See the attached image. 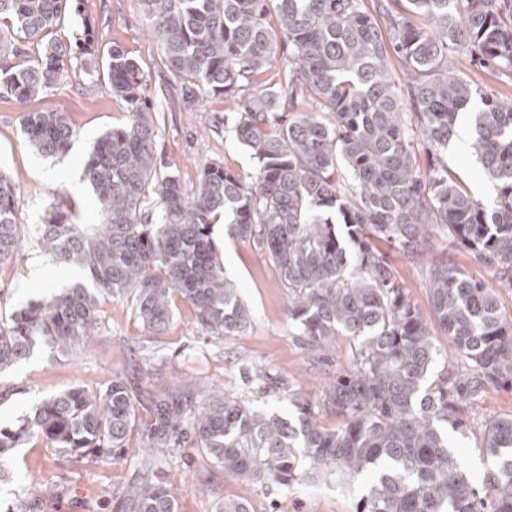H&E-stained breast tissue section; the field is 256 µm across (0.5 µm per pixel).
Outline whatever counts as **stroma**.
I'll return each instance as SVG.
<instances>
[{
    "mask_svg": "<svg viewBox=\"0 0 512 512\" xmlns=\"http://www.w3.org/2000/svg\"><path fill=\"white\" fill-rule=\"evenodd\" d=\"M83 11L103 23L106 39L146 51L147 27L139 0H84ZM153 59L145 94L159 111V157L175 165L189 187L195 185L201 166L214 160L223 161L241 175H249L255 162L236 141L230 127L223 125V101L209 99L197 111H184L179 86L172 82L162 54L154 53ZM35 106L68 112L74 135L67 154L41 157L21 132V109L0 101V170L11 175L18 187V213L23 227L15 260L0 267V306L7 309L41 300L49 295L51 287L69 279L68 268L53 265L37 249L33 232L45 209L53 204L74 207L77 223H99L96 200L81 175L95 140L119 122L123 112L103 81L62 83L36 101ZM215 122L222 125L216 134L209 130ZM471 136L469 120H461L443 159L470 194L489 205L494 199L492 186L480 164L466 153ZM213 238L226 276L235 283L252 312V322L244 332L221 340L203 335L193 323L191 309L181 302L165 334L150 352L144 353L137 344L146 335L127 300H102L101 319L88 346L70 357L39 347L28 360L0 375V386L10 390L0 401V426L12 424L44 397L78 384L95 390L118 377L133 395L151 390L157 384L147 366L151 352L169 362L172 377L193 376L203 384L221 383L225 390L264 413L288 412V399L293 394L316 396L335 382L354 346L351 337L335 335L318 346H307L288 325V291L262 250L230 235L223 224L215 227ZM388 256L405 283L408 298L432 327L440 354L432 377L464 375L468 370L464 358L449 348L439 328L433 325L421 264L396 249L389 250ZM493 415H512V382L485 392L471 403L466 428L452 435L457 452L477 477L496 464L483 449L484 425ZM142 466L135 447L110 463L85 465L55 455L36 440L16 449L13 476L9 482L0 483V512H5L19 496L59 480L66 481L69 491L54 502L51 512H131L124 490L138 478ZM156 473L179 485L178 512H215L216 501L228 498L247 502L252 512H355L367 489L363 478L348 485L320 480L288 492L274 485L262 487L248 478L228 481L202 453L189 447L167 455ZM204 479L212 485V496H202L197 490Z\"/></svg>",
    "mask_w": 512,
    "mask_h": 512,
    "instance_id": "35a3bbf8",
    "label": "stroma"
}]
</instances>
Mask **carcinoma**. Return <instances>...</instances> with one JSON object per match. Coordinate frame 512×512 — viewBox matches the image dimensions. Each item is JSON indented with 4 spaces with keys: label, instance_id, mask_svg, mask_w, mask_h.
<instances>
[{
    "label": "carcinoma",
    "instance_id": "obj_1",
    "mask_svg": "<svg viewBox=\"0 0 512 512\" xmlns=\"http://www.w3.org/2000/svg\"><path fill=\"white\" fill-rule=\"evenodd\" d=\"M139 2L164 66L181 81L184 108L203 97L233 104L236 139L256 165L244 177L212 161L186 188L157 158L145 58L117 40L101 47L89 19L80 42L62 37L79 0H0V100L25 105L73 75H104L123 108L84 166L101 222L77 224L52 205L35 235L52 263L80 270L92 287L76 281L0 311V373L39 346L72 355L100 321L101 300L115 294L130 297L150 336L167 330L176 297L207 336L245 331L252 314L212 238L221 221L265 252L288 289L297 335L311 346L335 334L356 345L322 397H291V417L222 390L200 395L186 379L148 391L143 402L119 378L95 392L72 387L0 427V481L13 474L14 449L34 438L73 462H105L145 430L158 449L145 460L148 471L189 443L227 480L288 489L365 476L357 512H512V416L485 426L483 448L497 464L480 490L448 436L450 427L465 428L468 403L512 380V319L495 289L512 288V100L481 91L448 53L512 82V0H376L372 10L364 0ZM392 59L406 75L404 97ZM299 100L321 113L286 117L284 106ZM476 101L468 151L493 186L489 207L448 174L441 155L458 115ZM22 132L54 157L68 152L74 130L65 112L28 110ZM16 198L0 171V265L13 260L21 237ZM437 236L489 267L493 282L471 279L434 252ZM382 244L428 257L435 321L471 375L424 386L435 340ZM325 414L340 426H323ZM67 491L57 483L27 494L13 512H48ZM127 496L135 512H177V488L159 477L131 484Z\"/></svg>",
    "mask_w": 512,
    "mask_h": 512
}]
</instances>
